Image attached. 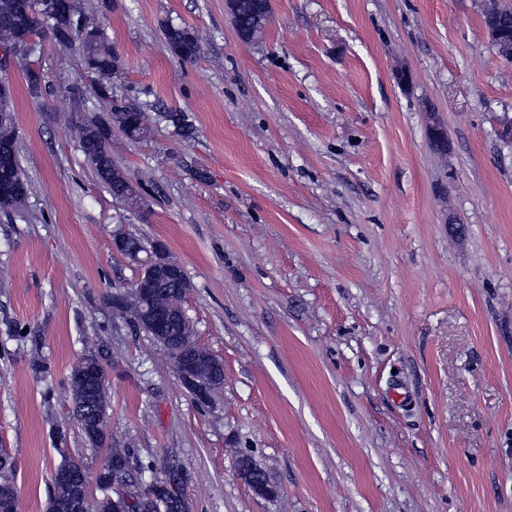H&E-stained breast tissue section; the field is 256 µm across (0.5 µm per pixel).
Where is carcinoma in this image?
Masks as SVG:
<instances>
[{"mask_svg": "<svg viewBox=\"0 0 512 512\" xmlns=\"http://www.w3.org/2000/svg\"><path fill=\"white\" fill-rule=\"evenodd\" d=\"M45 2L54 5L53 10L49 11L43 6L35 12L23 14V0H0V46L26 38L47 36L61 48H78L86 69L96 76L97 95L104 104L103 111L108 113V118L103 120L86 110L74 117L69 129L112 196L126 200L132 208L139 209L144 203L140 185L133 182L112 159V128L117 126L130 137L140 136L146 129V113L113 98L112 75L121 69L123 63L107 45L97 22L82 10L79 0ZM266 21V16L256 14L253 0H236L233 22L237 32H244L253 39L263 31ZM483 22L506 30L508 38L512 39L511 8H499L491 13L486 11ZM163 34L170 51L179 60L193 62L200 55L201 43L187 27L167 23L163 26ZM26 76L29 93L35 99L52 97L66 101L76 94L74 86L52 84L31 68L27 69ZM164 118L181 138L190 140L194 137V125L185 112L169 110ZM0 156L9 160L11 179L19 187L16 192L0 193V209L21 210L28 196V184L20 166L18 132L13 120L0 125ZM148 293L147 299L133 295L123 297L121 311L134 318L147 335L155 337L159 331L147 318V312L153 308L168 309L172 325L179 326V335L166 345L173 364L193 358L197 361L199 376L214 387H221L224 383V366L203 356L193 338L190 321L178 320V310L186 295L184 280H161L148 286ZM102 367L99 352L90 350L74 365L69 378L73 420L86 442L98 448L107 442L106 425L101 423L99 416L107 411L109 401L106 386L97 382L92 373ZM108 457L112 459V485L90 503V512H189V501L178 466H167L164 474L146 490L138 491L137 474L145 469H153V465L136 460L134 450L127 446L109 448ZM237 467L244 469L256 484L268 482L263 466L248 455L238 457ZM14 469L12 458L1 453L0 505L13 503L17 498L13 484ZM87 482L89 474L85 470H76L64 480L51 481V503L56 506V512H66V506L76 489Z\"/></svg>", "mask_w": 512, "mask_h": 512, "instance_id": "1", "label": "carcinoma"}]
</instances>
